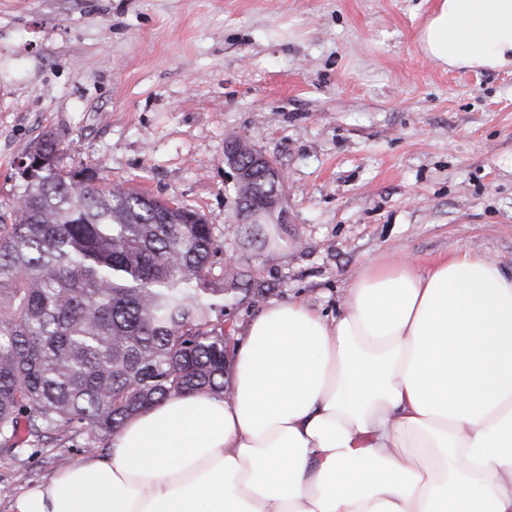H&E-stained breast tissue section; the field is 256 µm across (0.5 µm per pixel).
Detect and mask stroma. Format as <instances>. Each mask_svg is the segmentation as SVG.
<instances>
[{
	"mask_svg": "<svg viewBox=\"0 0 512 512\" xmlns=\"http://www.w3.org/2000/svg\"><path fill=\"white\" fill-rule=\"evenodd\" d=\"M436 0H0V217L53 134L66 168L191 208L272 301L336 313L369 262L467 250L512 272V68L448 69L417 35ZM286 176L288 243L243 248L224 143ZM79 439L0 452L13 496L100 455Z\"/></svg>",
	"mask_w": 512,
	"mask_h": 512,
	"instance_id": "1",
	"label": "stroma"
}]
</instances>
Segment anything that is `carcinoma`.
Instances as JSON below:
<instances>
[{"mask_svg":"<svg viewBox=\"0 0 512 512\" xmlns=\"http://www.w3.org/2000/svg\"><path fill=\"white\" fill-rule=\"evenodd\" d=\"M32 157L44 167L0 219V450L104 441L165 400L224 398L226 303L272 289L216 260V228L194 210L74 182L50 137ZM280 187L264 169L233 200L252 249L276 237L246 212Z\"/></svg>","mask_w":512,"mask_h":512,"instance_id":"carcinoma-1","label":"carcinoma"}]
</instances>
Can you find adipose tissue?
<instances>
[{
  "mask_svg": "<svg viewBox=\"0 0 512 512\" xmlns=\"http://www.w3.org/2000/svg\"><path fill=\"white\" fill-rule=\"evenodd\" d=\"M418 41L512 67V0H438ZM231 389L148 409L10 512H512V273L488 257L368 263L333 316L271 303Z\"/></svg>",
  "mask_w": 512,
  "mask_h": 512,
  "instance_id": "adipose-tissue-1",
  "label": "adipose tissue"
}]
</instances>
